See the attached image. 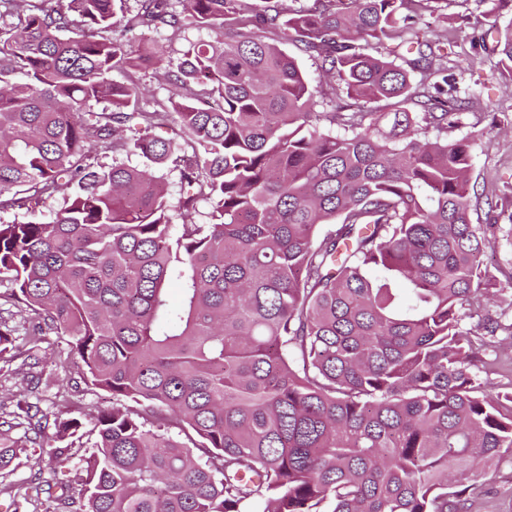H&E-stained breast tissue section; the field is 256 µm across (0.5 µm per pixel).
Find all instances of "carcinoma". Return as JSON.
Instances as JSON below:
<instances>
[{"label":"carcinoma","instance_id":"carcinoma-1","mask_svg":"<svg viewBox=\"0 0 512 512\" xmlns=\"http://www.w3.org/2000/svg\"><path fill=\"white\" fill-rule=\"evenodd\" d=\"M414 1L448 18V0H0V213L70 190L0 224V282L110 402L55 512H468L476 468L512 459V392L478 357L512 340L481 261L512 226L471 221V142L448 139L469 99ZM188 26L219 35L176 63L126 39ZM291 34L352 104L310 84ZM493 50L512 83V21ZM163 64L171 112L112 78ZM16 332L0 323V372ZM45 419L25 398L0 419V472L83 436ZM63 204V194H58L54 198L47 200L45 203L39 205L26 204L21 208L9 210L8 212L0 213V222L10 224L12 222H25L29 220L46 219L54 211L59 209Z\"/></svg>","mask_w":512,"mask_h":512}]
</instances>
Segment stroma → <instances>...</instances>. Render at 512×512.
I'll list each match as a JSON object with an SVG mask.
<instances>
[{
	"label": "stroma",
	"mask_w": 512,
	"mask_h": 512,
	"mask_svg": "<svg viewBox=\"0 0 512 512\" xmlns=\"http://www.w3.org/2000/svg\"><path fill=\"white\" fill-rule=\"evenodd\" d=\"M512 21V0H505L497 14L489 15L478 0H448V64L460 66L463 79L460 88L469 93L471 103L463 130L449 131V139L468 133L476 144L472 151V179L478 195L472 200L473 223H486L491 207L506 204L503 190L512 186V88L500 75L498 56L476 48L474 41L483 33ZM484 266L489 275L507 284L508 289L491 303V310H512V246L497 243L486 250ZM21 350L7 373L0 375V402L7 404L14 395H26L38 403L48 416L85 418L91 409L104 405L101 391L79 384V370L69 365L63 376L50 369L65 361L68 347L65 337H53L51 342L33 344L31 337L17 334ZM34 350L41 358L42 368H33L25 350ZM93 434H85L69 447V462L65 467L54 465L48 455L32 454L12 472L0 476V481L19 487L17 496L0 495V512H54L55 503L47 493L35 490L36 481L76 483L91 452ZM470 512H512V464L503 463L497 470L482 472L476 482Z\"/></svg>",
	"instance_id": "1"
}]
</instances>
